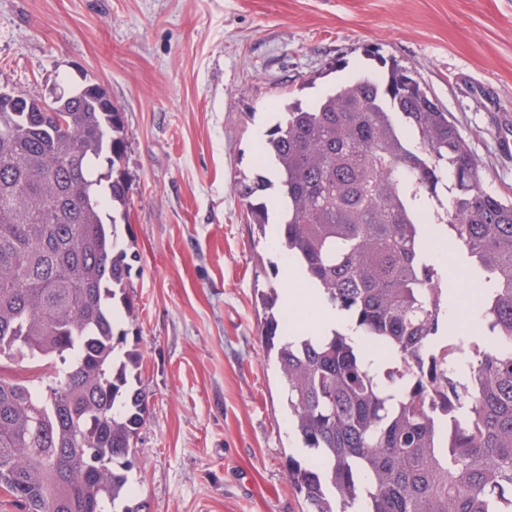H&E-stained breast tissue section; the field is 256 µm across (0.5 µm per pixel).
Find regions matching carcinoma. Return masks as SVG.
I'll return each instance as SVG.
<instances>
[{"instance_id": "carcinoma-1", "label": "carcinoma", "mask_w": 512, "mask_h": 512, "mask_svg": "<svg viewBox=\"0 0 512 512\" xmlns=\"http://www.w3.org/2000/svg\"><path fill=\"white\" fill-rule=\"evenodd\" d=\"M318 101L284 105L257 159L275 180L236 183L249 221L273 185L277 247L323 300L349 312L384 373L348 334L288 339L261 293V334L287 387L288 414L314 464H288L307 512H512V200L488 193L479 162L413 75L382 61ZM121 113L89 83L51 102L0 101V362L42 364L46 379L0 376V493L21 512H147L126 468L147 399L130 389L134 352L114 354L132 320ZM448 229L482 289L492 343L435 336L448 282L423 226ZM120 299L124 313L113 308Z\"/></svg>"}]
</instances>
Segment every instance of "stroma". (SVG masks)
Returning <instances> with one entry per match:
<instances>
[{
  "instance_id": "1",
  "label": "stroma",
  "mask_w": 512,
  "mask_h": 512,
  "mask_svg": "<svg viewBox=\"0 0 512 512\" xmlns=\"http://www.w3.org/2000/svg\"><path fill=\"white\" fill-rule=\"evenodd\" d=\"M410 70L512 198V0H0V90L101 84L123 116L136 320L117 351L148 413L127 472L149 512H306L303 454L259 334L281 254L246 222L256 127L350 75Z\"/></svg>"
}]
</instances>
